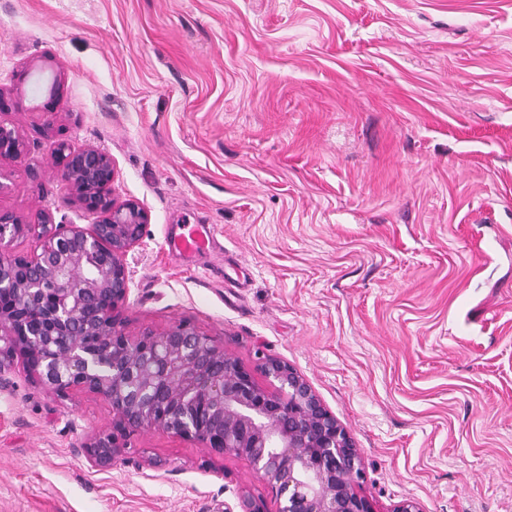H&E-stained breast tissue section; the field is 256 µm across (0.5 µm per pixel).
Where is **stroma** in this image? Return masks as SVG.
Masks as SVG:
<instances>
[{
  "label": "stroma",
  "instance_id": "35a3bbf8",
  "mask_svg": "<svg viewBox=\"0 0 512 512\" xmlns=\"http://www.w3.org/2000/svg\"><path fill=\"white\" fill-rule=\"evenodd\" d=\"M54 122L42 104L54 81ZM0 210L85 215L94 146L150 222L125 332L186 320L287 361L359 448L376 512H512V0H0ZM213 245L168 249L182 225ZM102 397L0 392V512L277 505L249 463L155 430L88 468ZM25 150V142L16 128L0 124V162L17 160Z\"/></svg>",
  "mask_w": 512,
  "mask_h": 512
}]
</instances>
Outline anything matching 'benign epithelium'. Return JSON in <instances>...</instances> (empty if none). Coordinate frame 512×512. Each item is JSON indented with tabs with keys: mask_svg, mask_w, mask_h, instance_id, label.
Masks as SVG:
<instances>
[{
	"mask_svg": "<svg viewBox=\"0 0 512 512\" xmlns=\"http://www.w3.org/2000/svg\"><path fill=\"white\" fill-rule=\"evenodd\" d=\"M60 98L57 80L44 103L49 126ZM24 150L20 131L0 124V162ZM53 162L93 223L58 222L48 210L29 221L0 211V389L21 373L59 399L77 390L103 397L112 428L80 445L92 469L125 460L130 434L153 429L214 457L246 459L276 512H376L359 491V449L287 362L260 353L248 367L187 321L158 335H126L127 256L145 236L148 211L115 196L116 168L104 150L59 142ZM23 236L37 241L29 256L8 250ZM237 506L226 512H267L246 491Z\"/></svg>",
	"mask_w": 512,
	"mask_h": 512,
	"instance_id": "obj_1",
	"label": "benign epithelium"
}]
</instances>
